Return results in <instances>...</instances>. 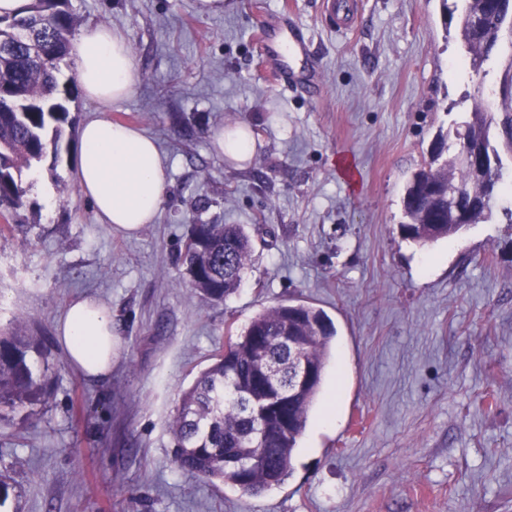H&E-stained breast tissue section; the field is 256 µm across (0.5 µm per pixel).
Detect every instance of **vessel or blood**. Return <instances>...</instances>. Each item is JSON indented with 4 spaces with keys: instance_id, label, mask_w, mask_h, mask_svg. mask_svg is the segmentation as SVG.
Wrapping results in <instances>:
<instances>
[{
    "instance_id": "obj_1",
    "label": "vessel or blood",
    "mask_w": 512,
    "mask_h": 512,
    "mask_svg": "<svg viewBox=\"0 0 512 512\" xmlns=\"http://www.w3.org/2000/svg\"><path fill=\"white\" fill-rule=\"evenodd\" d=\"M324 8L339 31L353 29L360 20L357 0H324ZM259 38L266 59L273 62L282 80L303 87L316 83V70L303 64L308 56V45L295 28L289 27L283 12L267 14Z\"/></svg>"
}]
</instances>
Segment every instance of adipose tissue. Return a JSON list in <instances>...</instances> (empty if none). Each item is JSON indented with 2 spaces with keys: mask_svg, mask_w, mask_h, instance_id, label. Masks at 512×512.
I'll use <instances>...</instances> for the list:
<instances>
[{
  "mask_svg": "<svg viewBox=\"0 0 512 512\" xmlns=\"http://www.w3.org/2000/svg\"><path fill=\"white\" fill-rule=\"evenodd\" d=\"M77 77L85 97L108 104L134 89V66L126 38L111 27L89 28L75 44ZM81 151L75 181L101 223L128 233L159 214L166 178L156 143L140 131L107 118L80 127ZM57 336L71 364L87 376L107 377L117 354L112 313L92 298L69 304Z\"/></svg>",
  "mask_w": 512,
  "mask_h": 512,
  "instance_id": "adipose-tissue-1",
  "label": "adipose tissue"
}]
</instances>
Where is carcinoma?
Wrapping results in <instances>:
<instances>
[{
  "label": "carcinoma",
  "instance_id": "1",
  "mask_svg": "<svg viewBox=\"0 0 512 512\" xmlns=\"http://www.w3.org/2000/svg\"><path fill=\"white\" fill-rule=\"evenodd\" d=\"M458 37L474 72L497 46L499 33L512 18V0L492 9L488 0H461ZM5 35L30 28L37 38L54 47L53 55L35 58L18 47L8 57L0 55V88L20 92L29 103L25 112H0V213L16 214L31 206L29 192L34 175L56 170L66 132L74 118L60 87L61 64L71 58L78 21L71 0H31L24 16H0ZM512 147V112L495 121L481 103L474 104L466 121L456 127L447 154L429 160L407 180L403 197L405 223L401 235L420 246L459 233L465 225L454 218V194H484L485 184L462 162L468 141L491 146V127ZM253 254V241L237 224H193L180 253L191 287L205 301L222 303L236 293ZM299 336L303 354L314 364L316 377L301 393L290 398L280 417L272 408L257 421L245 416L242 404L225 395V382H235L239 392L264 396L272 388L259 378V365L277 357L288 364L280 344L287 329ZM334 330L323 310L302 302L281 303L264 309L243 331L227 337L224 349L181 396L169 428L176 442L177 468L215 485H231L246 495H257L281 485L291 474L298 440L311 406L321 391ZM36 348L33 337L19 329L0 334V419L41 403L49 385L29 359ZM15 484L0 473V512L14 496Z\"/></svg>",
  "mask_w": 512,
  "mask_h": 512
}]
</instances>
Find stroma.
I'll return each mask as SVG.
<instances>
[{
    "label": "stroma",
    "instance_id": "35a3bbf8",
    "mask_svg": "<svg viewBox=\"0 0 512 512\" xmlns=\"http://www.w3.org/2000/svg\"><path fill=\"white\" fill-rule=\"evenodd\" d=\"M81 29L126 37L136 85L105 117L155 140L166 176L154 223L101 224L73 187L80 138L42 171L0 240V331L34 336L43 403L0 423V471L19 512H512V196L428 247L402 238L403 189L439 132L476 100L512 104V31L473 72L442 0H363L357 27L323 0H71ZM283 11L312 42L322 97L267 78L256 34ZM247 126L249 158L212 135ZM69 191L58 192L56 180ZM194 224L254 243L239 290L203 301L177 263ZM112 311L110 376L71 365L56 325L73 300ZM301 300L336 334L286 482L256 496L179 470L180 395L257 313Z\"/></svg>",
    "mask_w": 512,
    "mask_h": 512
}]
</instances>
